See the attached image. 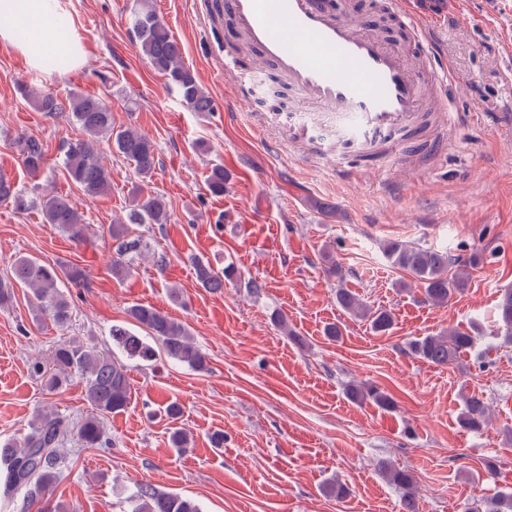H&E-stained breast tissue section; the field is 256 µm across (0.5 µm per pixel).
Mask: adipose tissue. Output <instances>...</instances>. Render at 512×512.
<instances>
[{"label": "adipose tissue", "instance_id": "adipose-tissue-1", "mask_svg": "<svg viewBox=\"0 0 512 512\" xmlns=\"http://www.w3.org/2000/svg\"><path fill=\"white\" fill-rule=\"evenodd\" d=\"M61 0H0V41L20 50L31 66L46 55L61 54L78 64L82 49Z\"/></svg>", "mask_w": 512, "mask_h": 512}]
</instances>
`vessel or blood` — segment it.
I'll use <instances>...</instances> for the list:
<instances>
[{
  "label": "vessel or blood",
  "mask_w": 512,
  "mask_h": 512,
  "mask_svg": "<svg viewBox=\"0 0 512 512\" xmlns=\"http://www.w3.org/2000/svg\"><path fill=\"white\" fill-rule=\"evenodd\" d=\"M390 9L419 45L415 61L402 57L366 11L336 10L328 0H224L255 50V75L282 77L303 109H321L337 137L365 155L381 144L399 154L418 148L425 90L433 91L438 111L447 109L450 75L422 46L427 22L410 0H391Z\"/></svg>",
  "instance_id": "vessel-or-blood-1"
}]
</instances>
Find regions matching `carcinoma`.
Here are the masks:
<instances>
[{
    "mask_svg": "<svg viewBox=\"0 0 512 512\" xmlns=\"http://www.w3.org/2000/svg\"><path fill=\"white\" fill-rule=\"evenodd\" d=\"M147 3L149 0H140V7L132 13V30L140 52L154 69L167 76L191 111H213V100L201 87L196 73L184 64L183 45ZM31 99L40 112L71 113L73 122L80 127L82 137L65 144V170L68 180L80 186L87 195L99 196L111 189L110 173L98 156V145L102 140L107 141L113 152L134 164L141 181L151 179L156 167L154 143L132 128H114L112 112L103 99L74 94L65 105L48 91H33ZM14 145L30 173L35 175L44 168L45 148L39 139L21 134L15 138ZM0 202H10L19 211L35 205V201L1 175ZM40 206L45 223L57 225L74 241L81 242L86 238L87 224L67 196L49 195L40 200ZM169 220L162 196L137 191L126 219L110 228V236L115 241L112 274L126 275L134 257L150 253L147 241L128 235V225L165 224ZM384 253L393 266L409 273L422 286L425 301L438 307L448 305L456 293L467 287L469 269L480 263V257L474 253L469 260L459 263V268L451 274L449 267L456 264V259L446 251L390 241ZM194 269L202 287L213 291L224 288L226 281L238 279V271L232 265L216 270L209 262L197 258ZM7 278L30 289L38 302L39 316L59 327L68 325L73 314L72 302L60 290L59 283L66 281L74 288L87 285V274L78 265L60 268L27 256L14 260ZM336 302L353 315L368 320L377 333H385L394 325L391 312L371 309L346 288L337 289ZM128 315L136 326L146 331L153 343L126 328H113L112 342L126 357L152 361L160 351L194 371L208 370L206 352L182 322L151 306H132ZM492 332L501 345L512 346V288L502 289L493 313ZM476 341L477 337L468 332L450 329L446 333L414 337L406 345L422 362L449 367L457 363L461 354L471 351ZM29 369L32 376L44 381L50 392L79 376L85 383V396L92 413L77 420L57 411H45L34 418L29 433L21 440L0 442V470L3 471L0 498L8 507L15 504L18 496H23L21 512H26L29 503L38 498L43 500L41 512H66V508L53 502L52 498L57 470L64 459L61 447L73 434L85 448H100L106 444L101 419L124 411L130 401L127 365L108 348L63 339L55 343L48 357L31 359ZM347 395L359 404L370 402L387 411L396 408L394 398L374 385L351 384ZM458 422L470 432L483 430L488 424V407L483 398L474 393L466 396ZM377 469L386 482L399 491L403 512H417L412 472L384 460L377 462ZM130 503L131 512H201L195 500L161 490L149 482L136 484ZM465 512H512V491H498L492 496L475 495Z\"/></svg>",
    "mask_w": 512,
    "mask_h": 512,
    "instance_id": "obj_1",
    "label": "carcinoma"
}]
</instances>
